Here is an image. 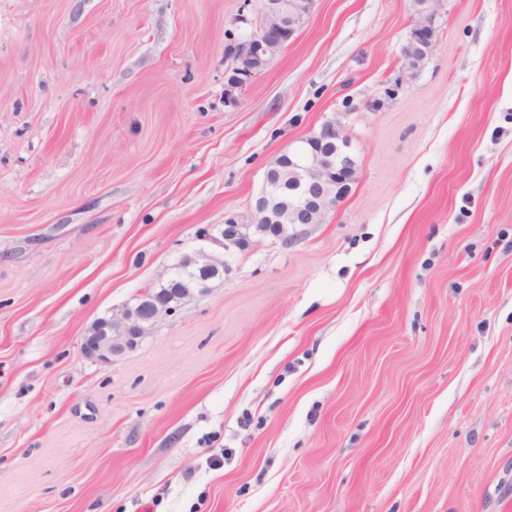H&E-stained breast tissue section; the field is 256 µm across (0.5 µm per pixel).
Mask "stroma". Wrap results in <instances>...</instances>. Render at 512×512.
Instances as JSON below:
<instances>
[{
  "mask_svg": "<svg viewBox=\"0 0 512 512\" xmlns=\"http://www.w3.org/2000/svg\"><path fill=\"white\" fill-rule=\"evenodd\" d=\"M0 0V512H512V0ZM329 120L350 193L109 363L88 326ZM259 28L230 50L231 74L224 84V101L236 103L241 93L287 43L282 33L297 32L309 17L313 0H262ZM441 0H416L417 17L403 48L401 76L398 83L408 81L431 55L435 43V21Z\"/></svg>",
  "mask_w": 512,
  "mask_h": 512,
  "instance_id": "stroma-1",
  "label": "stroma"
}]
</instances>
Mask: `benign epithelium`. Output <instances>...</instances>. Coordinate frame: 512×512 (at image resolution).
<instances>
[{
  "label": "benign epithelium",
  "mask_w": 512,
  "mask_h": 512,
  "mask_svg": "<svg viewBox=\"0 0 512 512\" xmlns=\"http://www.w3.org/2000/svg\"><path fill=\"white\" fill-rule=\"evenodd\" d=\"M443 0H416L417 17L403 48L399 81L409 80L420 65L431 55L435 43V21ZM313 0H261L259 28L230 50L231 74L224 84V100L237 102L241 93L258 76L286 44L283 31L297 32L309 17ZM331 139L336 151L324 153L318 143ZM288 166L299 172L295 184L294 204L308 212L309 223L319 224L325 215L343 200L351 189L357 171V161L350 149V140L343 127L325 122L321 129L300 140V144L283 154ZM279 183L265 178L260 192L261 201L252 202L245 214H224V226L219 235L204 228L197 232L198 245L182 256L186 271L191 273L183 288L172 294L167 289L171 269L153 283V289L144 290L120 311L92 322L81 338L82 353L95 361L110 363L136 349L152 326L163 316L177 310L181 302L194 292L209 289V280L200 273L224 274L226 258L250 246L256 235H267L266 224L275 222L274 205ZM212 243L224 250V257L216 258L208 252Z\"/></svg>",
  "instance_id": "obj_1"
}]
</instances>
